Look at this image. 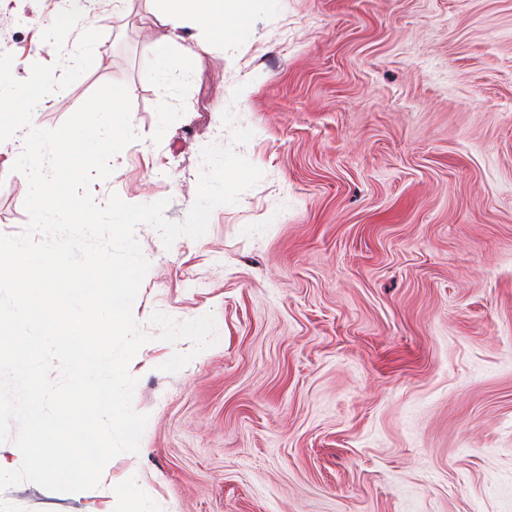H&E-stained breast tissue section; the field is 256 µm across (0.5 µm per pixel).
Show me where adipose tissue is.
I'll list each match as a JSON object with an SVG mask.
<instances>
[{"label": "adipose tissue", "mask_w": 512, "mask_h": 512, "mask_svg": "<svg viewBox=\"0 0 512 512\" xmlns=\"http://www.w3.org/2000/svg\"><path fill=\"white\" fill-rule=\"evenodd\" d=\"M156 14L171 32L168 39L152 48L150 71L163 81H172L190 69L196 56L192 47L181 45L180 30L193 26L202 30L208 41L233 44L238 42L256 5L272 8L277 0H159Z\"/></svg>", "instance_id": "obj_1"}]
</instances>
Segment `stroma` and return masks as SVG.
Segmentation results:
<instances>
[{"label":"stroma","mask_w":512,"mask_h":512,"mask_svg":"<svg viewBox=\"0 0 512 512\" xmlns=\"http://www.w3.org/2000/svg\"><path fill=\"white\" fill-rule=\"evenodd\" d=\"M66 6L0 0L15 79L56 63ZM156 8L94 0L67 40L99 30L94 63L34 126L127 87L138 138L92 182L101 207L183 222L229 107L264 177L200 239L135 230L139 451L0 512H512V0H280L171 82ZM16 158L0 142V234L29 222Z\"/></svg>","instance_id":"obj_1"}]
</instances>
